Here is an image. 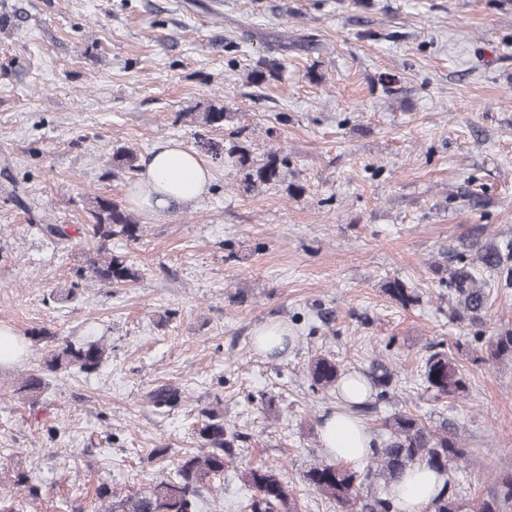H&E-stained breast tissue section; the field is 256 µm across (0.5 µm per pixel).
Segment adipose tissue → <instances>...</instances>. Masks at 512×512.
I'll use <instances>...</instances> for the list:
<instances>
[{
    "label": "adipose tissue",
    "instance_id": "obj_1",
    "mask_svg": "<svg viewBox=\"0 0 512 512\" xmlns=\"http://www.w3.org/2000/svg\"><path fill=\"white\" fill-rule=\"evenodd\" d=\"M136 183L138 189L129 193V201L150 219L157 220L200 203L209 191L211 172L195 151L181 142L168 140L143 160ZM319 433L326 455L350 466L366 460L373 441L370 429L346 409L324 417ZM442 484L441 476L417 468L403 477L397 499L405 512H426Z\"/></svg>",
    "mask_w": 512,
    "mask_h": 512
}]
</instances>
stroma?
I'll use <instances>...</instances> for the list:
<instances>
[{
  "label": "stroma",
  "mask_w": 512,
  "mask_h": 512,
  "mask_svg": "<svg viewBox=\"0 0 512 512\" xmlns=\"http://www.w3.org/2000/svg\"><path fill=\"white\" fill-rule=\"evenodd\" d=\"M275 34L318 46L253 85ZM208 103L225 128L247 127L253 160L287 153L284 180L246 192L238 167L210 160L196 208L146 221L139 242L113 239L136 281L71 289L87 246L61 247L42 225L77 228L98 195L127 204L132 178L107 173L114 149H194L201 132L223 144L225 129L194 118ZM4 158L0 326L24 355L0 365V469L38 478L30 512H93L98 484L144 487L162 469L151 450L174 461L198 448L208 410L242 438L200 512H240L248 462L281 473L301 512H337L304 479L326 457L319 420L341 403L312 385L318 355L366 378L387 367L385 396L369 394L362 415L375 439L397 412L447 423L472 452L448 472L459 497H489L512 475V359L491 354L512 332V286L486 273L478 323L454 315L447 288L472 235L512 244V0H0ZM467 185L486 209L459 198ZM395 279L414 302L388 294ZM273 325L291 338L276 354L256 342ZM67 340L110 356L94 374L46 372ZM437 351L466 382L458 397L425 390ZM32 373L47 381L35 402L21 389ZM160 385L181 406H150Z\"/></svg>",
  "instance_id": "35a3bbf8"
}]
</instances>
